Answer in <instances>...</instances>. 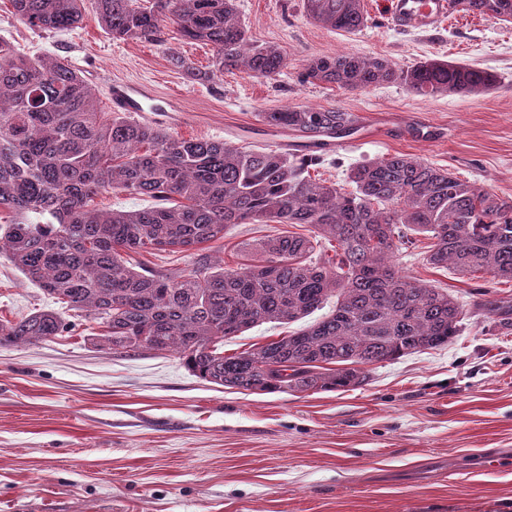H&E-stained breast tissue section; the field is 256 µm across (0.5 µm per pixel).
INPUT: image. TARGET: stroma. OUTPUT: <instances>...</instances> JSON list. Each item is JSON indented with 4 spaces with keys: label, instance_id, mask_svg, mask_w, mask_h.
Returning <instances> with one entry per match:
<instances>
[{
    "label": "stroma",
    "instance_id": "1",
    "mask_svg": "<svg viewBox=\"0 0 512 512\" xmlns=\"http://www.w3.org/2000/svg\"><path fill=\"white\" fill-rule=\"evenodd\" d=\"M251 42L277 46L275 77L241 71L203 83L171 53L208 68L213 48L169 29L162 45L113 39L86 0L78 27L41 30L0 0V38L59 58L99 99L112 82L146 85L174 111L147 112L186 139L243 140L292 151L294 136L260 115L285 106L337 107L359 122L352 150L318 152L312 176L347 187L349 170L395 154L450 169L512 200V22L451 11L438 29L394 27L384 0H364L368 23L349 34L308 18L302 0H236ZM339 52L396 68L428 58L496 75L481 94L420 96L399 83L347 91L300 79ZM298 224H234L190 251L128 253L135 268L175 275L238 267L245 244L303 234ZM406 274L447 289L463 308L448 345L367 366L336 391L256 392L194 376L178 355L124 356L96 343L101 327L62 309L67 332L35 345H0V512H492L512 497V331L487 307L512 302V282L434 269L419 249L395 257ZM56 308L0 256V318ZM501 465L488 471L486 458Z\"/></svg>",
    "mask_w": 512,
    "mask_h": 512
}]
</instances>
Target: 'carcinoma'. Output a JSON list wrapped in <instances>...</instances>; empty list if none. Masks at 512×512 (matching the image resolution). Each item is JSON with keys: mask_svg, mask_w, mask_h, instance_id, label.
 I'll return each instance as SVG.
<instances>
[{"mask_svg": "<svg viewBox=\"0 0 512 512\" xmlns=\"http://www.w3.org/2000/svg\"><path fill=\"white\" fill-rule=\"evenodd\" d=\"M13 14L44 30L67 29L84 0H10ZM115 39L166 42L169 26L212 46L200 71L178 53L172 65L213 82L244 69L271 78L285 66L274 45L254 44L235 0H93ZM454 7L512 20V0H452ZM307 16L354 33L363 0H304ZM303 79L348 91L398 82L418 95L478 94L497 77L436 58L396 69L351 53L317 58ZM261 121L317 146L354 133L338 108L286 106ZM313 158L231 140L184 139L123 112L104 118L86 80L57 58H32L0 40V253L44 293L103 325L98 337L125 355L175 352L198 378L251 392L334 391L361 385L363 367L444 346L462 311L442 288L404 274L396 252L430 240L425 262L460 275L512 281V200L405 155L353 167V190L312 178ZM110 191L155 204L104 210ZM35 215L36 220L29 219ZM301 224L245 249L257 261L236 268L198 266L172 277L142 273L123 254L190 250L224 237L232 224ZM335 241L332 257L322 241ZM331 305L312 323L260 347L224 355V339L267 322L291 323ZM496 326L512 329V304H493ZM64 330L54 310L0 320V345H34Z\"/></svg>", "mask_w": 512, "mask_h": 512, "instance_id": "obj_1", "label": "carcinoma"}]
</instances>
